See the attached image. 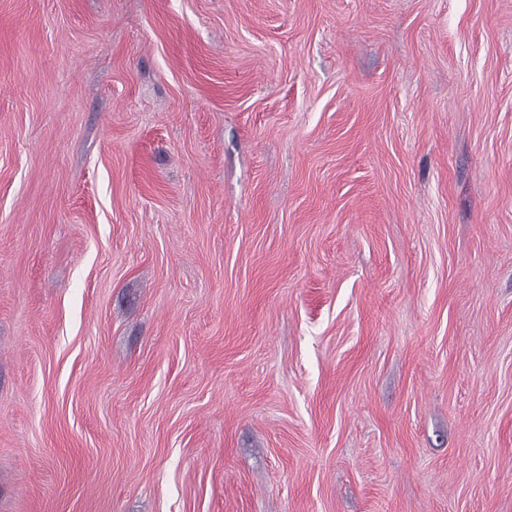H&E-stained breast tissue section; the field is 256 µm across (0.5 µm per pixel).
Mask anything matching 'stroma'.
<instances>
[{
    "instance_id": "stroma-1",
    "label": "stroma",
    "mask_w": 512,
    "mask_h": 512,
    "mask_svg": "<svg viewBox=\"0 0 512 512\" xmlns=\"http://www.w3.org/2000/svg\"><path fill=\"white\" fill-rule=\"evenodd\" d=\"M0 512H512V0H0Z\"/></svg>"
}]
</instances>
